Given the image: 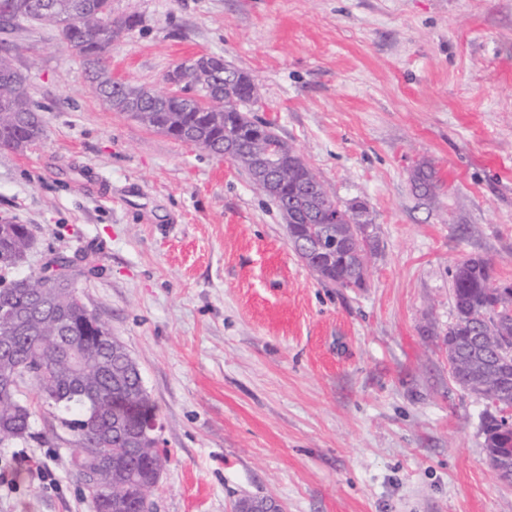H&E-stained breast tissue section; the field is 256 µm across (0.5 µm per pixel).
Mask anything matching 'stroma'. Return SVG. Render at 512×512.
Masks as SVG:
<instances>
[{"label": "stroma", "mask_w": 512, "mask_h": 512, "mask_svg": "<svg viewBox=\"0 0 512 512\" xmlns=\"http://www.w3.org/2000/svg\"><path fill=\"white\" fill-rule=\"evenodd\" d=\"M139 23L113 77L164 89L217 54L341 208L376 239L361 288L320 282L274 204L228 159L107 109L54 28L13 33L45 136L0 149V219L29 225L22 277L87 254L76 287L137 361L167 462L152 512H512L489 466L488 401L443 338L450 271L480 255L512 284V0H111ZM431 168L434 186L412 174ZM50 414L0 446L37 455L0 512H89Z\"/></svg>", "instance_id": "1"}]
</instances>
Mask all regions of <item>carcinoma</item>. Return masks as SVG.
<instances>
[{
    "mask_svg": "<svg viewBox=\"0 0 512 512\" xmlns=\"http://www.w3.org/2000/svg\"><path fill=\"white\" fill-rule=\"evenodd\" d=\"M71 13L83 14L82 23L60 26V19ZM22 21L57 29L62 45L81 61L108 109L190 142L207 154L222 157L224 143L234 144L233 162L244 167L255 190L274 202L288 236L317 245L300 258L318 280L349 288L361 277L364 257L355 252L360 223L348 209L336 218L323 210V199L311 193L317 174L273 124L266 122L256 131L258 120L247 105L257 98V89L247 73L235 69L226 76L224 58L201 55L168 71L169 79L182 84L181 94L159 98L150 88L112 77V43L136 27L139 19L112 16L110 0H0V33H12ZM13 49L19 50V45L9 47L7 40L0 41V149L22 151L43 137L44 119L29 93L27 76L14 63ZM255 131L258 135L253 138ZM272 167L288 175L285 196L265 189V172ZM30 244L27 225L1 221L0 269L21 264ZM75 275L74 266L56 257L37 274L9 281L0 278V309L16 308L26 315L24 325L16 329L0 323V337H12V359L22 369L13 385L0 383V446L31 435L37 410L23 399V387L30 385L64 413L60 422L72 432L71 443L93 449L75 469L99 468L114 493L127 491L129 504L110 511L102 496H89L91 512H135V502L154 488V459L151 448L133 446L130 435L142 421L157 417V406L141 391L138 376L122 357H111L112 374L97 371V358L112 352L111 331L79 297ZM40 283L46 285L45 307L32 312L30 285ZM451 297L455 322L448 327L444 343L453 380L478 396L486 392V385L506 377L508 394L501 402L512 400V286H494L490 261L470 257L454 268ZM59 320L86 353L88 386L82 393L61 376L67 368V348L55 343ZM503 425L500 410L486 415L485 447L512 448V432Z\"/></svg>",
    "mask_w": 512,
    "mask_h": 512,
    "instance_id": "obj_1",
    "label": "carcinoma"
}]
</instances>
